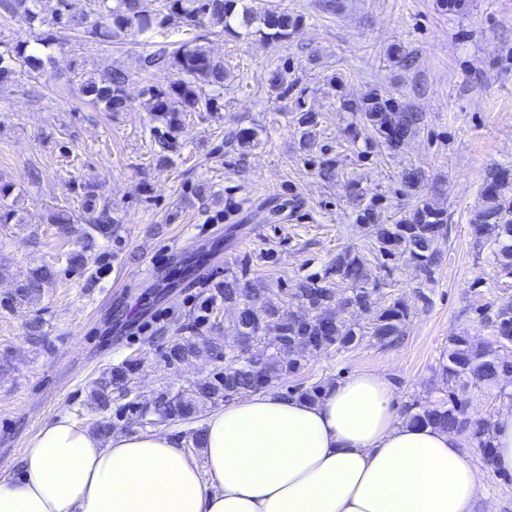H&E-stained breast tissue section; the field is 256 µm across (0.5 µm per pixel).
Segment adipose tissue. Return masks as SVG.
Instances as JSON below:
<instances>
[{
	"instance_id": "adipose-tissue-1",
	"label": "adipose tissue",
	"mask_w": 512,
	"mask_h": 512,
	"mask_svg": "<svg viewBox=\"0 0 512 512\" xmlns=\"http://www.w3.org/2000/svg\"><path fill=\"white\" fill-rule=\"evenodd\" d=\"M204 466L184 438L91 433L68 416L31 438L0 512H475L485 474L442 427L414 423L390 381L357 372L316 401L264 389L213 410Z\"/></svg>"
}]
</instances>
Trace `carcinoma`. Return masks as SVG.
Here are the masks:
<instances>
[{"instance_id":"cac0c4a2","label":"carcinoma","mask_w":512,"mask_h":512,"mask_svg":"<svg viewBox=\"0 0 512 512\" xmlns=\"http://www.w3.org/2000/svg\"><path fill=\"white\" fill-rule=\"evenodd\" d=\"M43 2L0 0V13L18 16L33 25L41 21ZM57 2V33L46 34L35 46L23 41H0V91L12 85L19 65L32 72H41L45 60L51 59V55H45L43 51L57 43L59 33L89 35L96 42L109 46L119 43L130 31L143 35L168 26H194L206 18L226 30L233 29L235 23L252 27L254 34L263 40L280 43L287 41L300 23L296 17L260 6L258 0H159L154 10L143 7L141 0H86L82 7L72 0ZM139 64L145 72L167 65L177 73L169 85L148 88L144 100L145 109L153 119L165 124L169 131L180 128L181 114L185 112H216L221 108L224 61L215 58L198 38L145 53L140 56ZM126 82L124 73L110 71L98 77L88 74L81 80V86L100 111L125 112L129 108ZM347 107L361 115L363 129H371L373 136L391 154L402 148L420 121L418 113L410 111L400 99L376 92L358 101L347 102ZM83 190L87 213L83 245L81 250L57 258L71 268L86 267L90 260L87 252L92 249L95 237H112L116 223L112 206L106 202L98 203L95 187L88 185ZM13 192L12 184H0L1 224L16 219V210L6 203ZM482 196V208L472 220L473 234L477 240L490 244L499 270L511 277L512 170L499 168L491 173ZM358 219L370 240L369 254L346 248L336 254L325 276H334L336 282L348 286L354 307L370 315V337L383 346H392L403 336L408 311L399 301L377 308L375 296L380 285L377 281L369 282L367 265L374 260L389 276L400 264L410 263L422 273L424 280H430L433 266L442 257L441 245L448 235V214L444 209L422 201L394 224L374 223V212L369 207L362 209ZM50 223L57 225L60 234L67 235L72 232L76 220L70 211L60 209L50 215ZM56 274L54 263L39 267L16 289L15 301L36 299L44 283ZM270 292L272 289L264 288L244 275L224 278L222 298L224 304L235 308V330L243 338L242 352L238 354L226 353L223 342L213 336H177L170 341L165 352V362L169 366L202 355L224 360L206 381L186 391L159 392L151 401L143 403L132 388L137 363L125 361L95 381L94 393L99 408L103 411L111 409L116 393L126 399L116 409L117 419L126 412H134L145 426L191 421L208 404L215 406L243 392L274 387L284 376L299 372L308 354L349 348L362 341L364 332L341 318L335 291L317 279H309L296 288L295 296L300 305L295 310H283L268 297ZM483 317L496 334L512 336L511 304L492 313L486 312ZM270 323L277 327L278 335L269 337L262 348L250 351L251 343L263 339ZM442 375L448 385V401L421 408L413 404L407 407L408 416L414 421L439 425L491 457L493 436L490 425L485 419L469 413L468 404L455 396L454 388L488 386L505 379L512 380V362L501 359L489 345L479 347L468 337L457 336L448 347Z\"/></svg>"}]
</instances>
